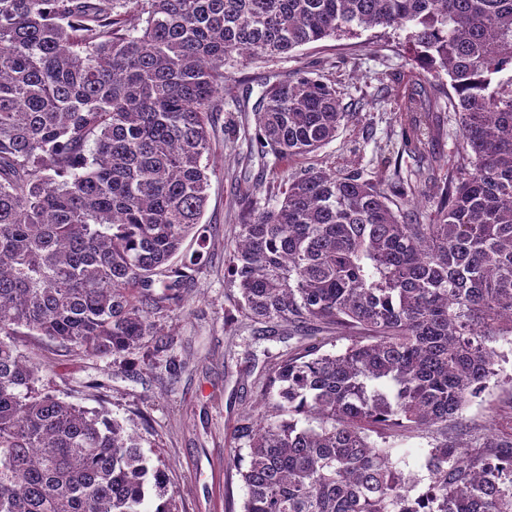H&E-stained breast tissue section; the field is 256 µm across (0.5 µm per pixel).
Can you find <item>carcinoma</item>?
Wrapping results in <instances>:
<instances>
[{
    "mask_svg": "<svg viewBox=\"0 0 512 512\" xmlns=\"http://www.w3.org/2000/svg\"><path fill=\"white\" fill-rule=\"evenodd\" d=\"M382 26L447 75L455 161L436 210L345 167L308 169L241 217L227 270L272 336L334 329L269 371L271 416L243 418L242 512H512V414L464 409L512 343V0H0V512H175L164 470L99 412L36 387L28 331L89 355L152 338L209 253L211 114L226 66ZM353 112L308 71L255 103L287 166ZM405 145L433 136L410 98ZM196 248L184 250L187 240ZM426 431L424 476L386 439Z\"/></svg>",
    "mask_w": 512,
    "mask_h": 512,
    "instance_id": "1",
    "label": "carcinoma"
}]
</instances>
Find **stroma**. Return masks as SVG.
I'll list each match as a JSON object with an SVG mask.
<instances>
[{"label":"stroma","instance_id":"1","mask_svg":"<svg viewBox=\"0 0 512 512\" xmlns=\"http://www.w3.org/2000/svg\"><path fill=\"white\" fill-rule=\"evenodd\" d=\"M405 36L401 29L375 27L232 69L222 107L212 115L214 171L203 216L210 226V256L184 302L152 318L168 338L166 351L151 358L142 347L97 357L36 334L17 339L19 350L43 367L42 388L140 437L152 465L166 473L175 512H241L245 490L231 464L236 426L242 417L263 413L269 368L297 345L258 335L255 323L237 312L239 294L224 259L243 209L275 207L274 189L290 172L348 165L370 179L385 156L404 182L418 183L411 204L429 213L436 208L432 189L454 163L451 87L444 78L424 84ZM300 70L320 75L356 112L335 140L287 167L252 148L256 121L246 96ZM422 88L432 99L434 137L418 156L404 149L400 113L405 96ZM229 313L235 320L228 325ZM498 352L497 379L464 411L479 432L490 429L498 414L512 412V344L500 343ZM431 441L425 432L398 433L387 444L402 468L418 472Z\"/></svg>","mask_w":512,"mask_h":512}]
</instances>
